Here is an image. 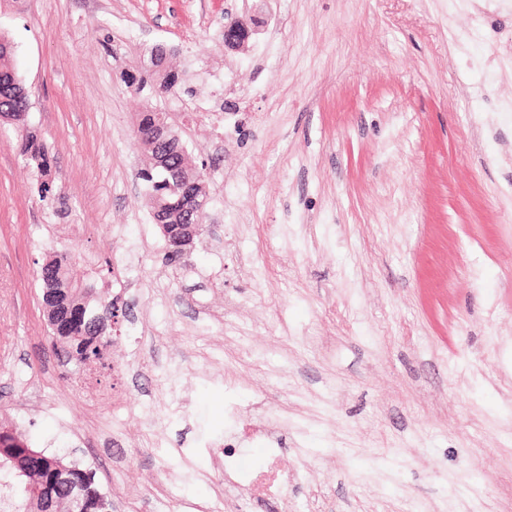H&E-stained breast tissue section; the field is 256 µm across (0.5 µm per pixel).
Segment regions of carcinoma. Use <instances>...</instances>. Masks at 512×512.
Wrapping results in <instances>:
<instances>
[{
	"label": "carcinoma",
	"mask_w": 512,
	"mask_h": 512,
	"mask_svg": "<svg viewBox=\"0 0 512 512\" xmlns=\"http://www.w3.org/2000/svg\"><path fill=\"white\" fill-rule=\"evenodd\" d=\"M181 83L179 75L161 67L153 72H145L139 79L138 90L145 89L161 95L170 93ZM29 101L20 76L14 66L13 49L9 40L0 36V116L12 119L20 124L28 114ZM138 131L134 132L135 139L154 160L163 165L150 173L144 174L148 196L152 209L173 211L190 204V194L194 187L188 183H176L170 177L168 170L177 169L182 164V151L177 145H159L150 139L149 130L156 116L152 111L141 112ZM22 155L26 162L36 168L43 177L38 183V194L42 200H47L53 193V186L45 176L50 169V159L43 144L27 132L23 136ZM43 274L39 276L40 287L55 290V298L49 302L47 313L58 317L65 325L64 336L52 341V347L59 357H70V361L80 364L84 361V351L93 342V319L101 313H112L116 301L105 300L94 292H85V286L72 280L69 272L70 256L66 253H53L43 263ZM63 464L74 469V473L83 477L89 492L101 495L95 483L94 475L89 469L70 463L64 457L43 453L39 459L42 473ZM31 460L16 450L8 456H0V473L5 472L11 480L3 484V502L14 512H46L50 503L47 495L32 497L26 492H18V485L30 482L28 468Z\"/></svg>",
	"instance_id": "carcinoma-1"
}]
</instances>
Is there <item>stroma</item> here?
I'll return each mask as SVG.
<instances>
[{
	"label": "stroma",
	"instance_id": "35a3bbf8",
	"mask_svg": "<svg viewBox=\"0 0 512 512\" xmlns=\"http://www.w3.org/2000/svg\"><path fill=\"white\" fill-rule=\"evenodd\" d=\"M253 5L0 0L56 189L0 125V424L112 512H512V0H268L225 50ZM156 44L195 93L152 104L209 190L177 267L123 80ZM52 251L129 306L103 361L52 351ZM218 442L287 485L226 498ZM265 22L257 15L243 18L232 13L224 21V47L237 50L245 46L252 36L262 31Z\"/></svg>",
	"mask_w": 512,
	"mask_h": 512
}]
</instances>
